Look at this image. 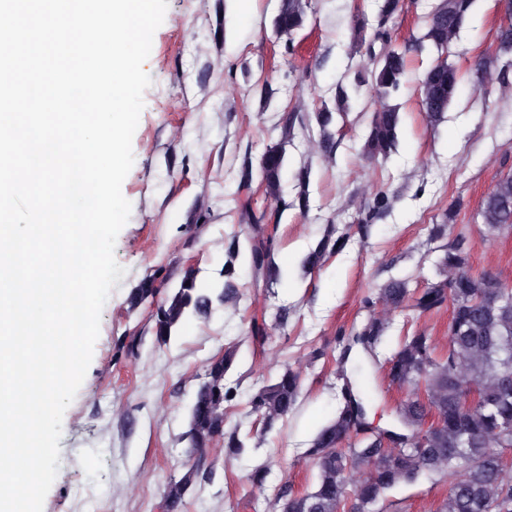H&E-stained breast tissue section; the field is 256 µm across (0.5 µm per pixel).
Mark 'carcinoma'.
I'll use <instances>...</instances> for the list:
<instances>
[{
  "instance_id": "1",
  "label": "carcinoma",
  "mask_w": 512,
  "mask_h": 512,
  "mask_svg": "<svg viewBox=\"0 0 512 512\" xmlns=\"http://www.w3.org/2000/svg\"><path fill=\"white\" fill-rule=\"evenodd\" d=\"M474 0L441 2L437 19L429 22L423 39L440 52H445L457 39L467 21ZM304 14L298 0H288L275 20L282 34L290 35L301 27ZM368 62L355 73L353 88L371 87L375 96L388 99L397 92L407 76L405 52L385 41L380 52L367 48ZM459 83L455 66L439 59L421 82L422 106L429 121L440 122ZM349 95L344 85L336 87V107L315 113L321 130L322 151L330 157L335 141L329 131L334 114L345 112ZM399 112L385 107L374 114L365 141L369 157L389 156L397 144ZM283 149L269 147L261 158V171L266 191L275 196L279 191ZM484 225L490 231L512 230V176L500 179L483 204ZM255 227L250 241V259L257 276L270 282L269 254L274 238H265L266 215L247 213ZM345 239L327 235L304 260L316 265L324 253L344 245ZM439 280L421 292H413L403 280H391L378 292V302L389 309L409 308L422 315L443 305L450 307L448 351L437 354L432 337L415 332L405 337L400 348L388 360V376L399 385H409L416 394L402 401L397 419L402 431H394L412 439L427 432L422 445L401 442L397 449L385 448L378 436L366 429L367 419L357 417L349 399L336 412L335 418L313 440L307 456L318 470L316 489L302 496L288 495V512H372L371 506L383 491L414 481L422 472L446 475L448 495L439 512H512V481L504 474L509 470L504 458L512 450V386H506L512 375V288L506 287L493 274L479 279L470 277L466 240L458 238L445 250L438 263ZM156 277H147L135 290L132 302L139 304L156 295ZM212 297L196 288V277L189 271L177 291L159 306L156 319L157 338L165 342L171 331L189 312L203 316L210 312ZM391 322L389 317H370L359 330L346 338L340 363L347 362L352 350L361 347L371 354ZM301 387L299 370L287 366L277 380L260 388L251 400L262 431L294 408ZM478 400L464 404L469 391ZM211 396L198 391L191 409L190 423L201 429H212L214 418L205 410ZM433 417L438 427L425 426ZM353 440L342 447L345 440ZM166 512H180L184 506L177 482L167 488Z\"/></svg>"
}]
</instances>
